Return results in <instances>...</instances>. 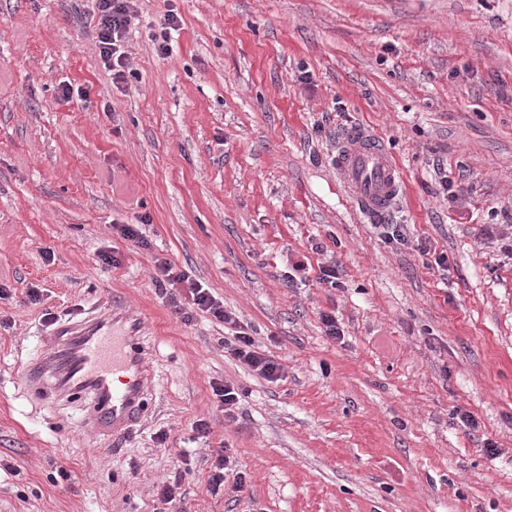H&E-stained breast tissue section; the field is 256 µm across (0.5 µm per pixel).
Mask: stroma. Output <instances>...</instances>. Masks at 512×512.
<instances>
[{
    "label": "stroma",
    "instance_id": "1",
    "mask_svg": "<svg viewBox=\"0 0 512 512\" xmlns=\"http://www.w3.org/2000/svg\"><path fill=\"white\" fill-rule=\"evenodd\" d=\"M136 7L135 75L116 88L93 0H0V512H512V259L483 233L512 225V0ZM64 80L88 96L62 98ZM354 124L405 183L380 226L332 167ZM445 176L462 183L452 203ZM389 224L408 243L387 242ZM160 259L281 358V379L225 352L230 325L175 315ZM332 262L335 288L319 281ZM115 298L141 318L151 368L143 417L112 435L21 373L59 324ZM224 382L241 393L233 421L212 392ZM218 448L242 492L210 490Z\"/></svg>",
    "mask_w": 512,
    "mask_h": 512
}]
</instances>
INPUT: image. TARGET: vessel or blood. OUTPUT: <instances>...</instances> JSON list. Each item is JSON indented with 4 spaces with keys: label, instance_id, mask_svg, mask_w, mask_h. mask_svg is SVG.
Listing matches in <instances>:
<instances>
[{
    "label": "vessel or blood",
    "instance_id": "b4317fda",
    "mask_svg": "<svg viewBox=\"0 0 512 512\" xmlns=\"http://www.w3.org/2000/svg\"><path fill=\"white\" fill-rule=\"evenodd\" d=\"M351 201L365 214L382 217L391 209L401 189V176L385 144L368 129H346L332 158ZM117 316L111 306L78 323L57 328V341L39 365L27 366L26 383L42 385L46 373L56 374L53 386L62 396L84 394L90 398L87 423L101 432L127 429L145 410V359L137 336L139 321L126 335H115ZM125 375L122 386L112 384L114 373Z\"/></svg>",
    "mask_w": 512,
    "mask_h": 512
}]
</instances>
